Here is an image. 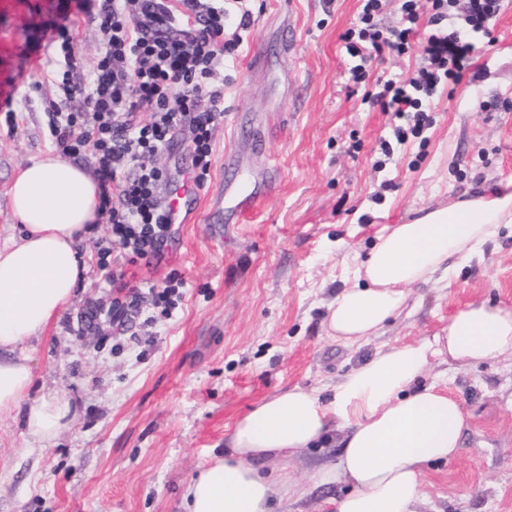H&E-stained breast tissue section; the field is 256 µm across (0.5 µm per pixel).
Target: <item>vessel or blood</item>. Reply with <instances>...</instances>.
<instances>
[{"label": "vessel or blood", "instance_id": "vessel-or-blood-1", "mask_svg": "<svg viewBox=\"0 0 512 512\" xmlns=\"http://www.w3.org/2000/svg\"><path fill=\"white\" fill-rule=\"evenodd\" d=\"M224 168L227 177L220 184L206 219L212 224H237L254 210L277 178L272 172L261 178L252 177L229 152L224 155ZM162 200L165 217L171 224L191 223L200 209L199 191L187 178L167 183Z\"/></svg>", "mask_w": 512, "mask_h": 512}]
</instances>
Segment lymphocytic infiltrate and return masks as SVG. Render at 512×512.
<instances>
[{
    "label": "lymphocytic infiltrate",
    "instance_id": "obj_1",
    "mask_svg": "<svg viewBox=\"0 0 512 512\" xmlns=\"http://www.w3.org/2000/svg\"><path fill=\"white\" fill-rule=\"evenodd\" d=\"M419 0H403L401 25L384 29L378 23L383 0H363L356 27L344 35L355 58L352 72L364 81L373 54L406 53L415 34ZM432 32L427 63L414 76L385 81L369 98L370 105L394 117L398 144L422 137L431 120L428 104L444 83L460 84L470 73L476 45L473 35L486 34L502 0H430ZM78 10L93 13L108 43L91 67L77 55L68 23L57 24L58 87L66 101L81 100L79 109L48 113L47 126L56 149L75 160L92 163L101 212L110 224L99 245L98 267L112 284L108 310L92 308L91 319L111 320L118 334L128 330V313L144 297L153 306L174 309L183 281L171 279L148 292L131 287L127 266L158 265L175 240L164 216L161 191L169 175L154 163L180 134H188L191 176L203 185L208 174L217 128L224 117L227 56L238 51L239 37L225 38L228 13H236L240 29L252 20L249 0H79ZM86 69L84 81L73 74Z\"/></svg>",
    "mask_w": 512,
    "mask_h": 512
}]
</instances>
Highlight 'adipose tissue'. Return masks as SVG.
<instances>
[{
	"label": "adipose tissue",
	"instance_id": "ef3b65f1",
	"mask_svg": "<svg viewBox=\"0 0 512 512\" xmlns=\"http://www.w3.org/2000/svg\"><path fill=\"white\" fill-rule=\"evenodd\" d=\"M9 196L22 236L0 243V411L28 405V434L48 445L72 407L63 397L30 401L33 374L20 347L75 294L85 269L78 244L99 217L98 188L82 167L50 152L19 169ZM511 223L512 190L504 188L387 229L331 302L330 336L348 345L369 340L403 312L410 288L456 274V261ZM507 353L512 309L473 302L434 336L375 352L330 398L300 387L269 396L232 424L223 453L191 479L185 512H270L278 493L303 495L287 472L264 473L257 464L325 443L334 423L343 432L339 459L315 478L350 484L336 512H417L426 465L454 458L465 426L459 401L425 382L428 369L445 359L477 363Z\"/></svg>",
	"mask_w": 512,
	"mask_h": 512
}]
</instances>
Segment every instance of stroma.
<instances>
[{
    "label": "stroma",
    "instance_id": "35a3bbf8",
    "mask_svg": "<svg viewBox=\"0 0 512 512\" xmlns=\"http://www.w3.org/2000/svg\"><path fill=\"white\" fill-rule=\"evenodd\" d=\"M250 8L253 23L224 61V118L201 204H210L228 148L251 175L277 169L276 186L243 223L177 225L168 262L128 267L131 284L176 277L185 295L169 315L149 304L132 313L129 336L86 329V304L111 298L96 248L109 226L94 224L81 243L86 273L75 297L22 346L31 399L62 396L76 414L43 447L27 434L25 408L0 412V512H183L187 484L249 407L294 386L330 393L375 351L433 335L465 304L512 308L510 224L451 282L412 288L408 309L370 341L344 345L325 325L329 304L385 227L512 180V0L489 24L493 41L479 53L476 80L439 91L424 140L389 157L381 150L389 118L363 95L377 80L414 73L429 27L419 25L407 54L376 57L357 84L341 36L357 22L360 0H292L286 14L278 0ZM66 14L77 18L72 37L84 63L106 52L76 0H0V71L17 75L8 84L14 114L0 112V242L20 236L8 194L14 176L52 148L46 114L60 96L49 40ZM287 27L297 43L288 64L277 56ZM259 51L270 58L262 70ZM235 119L245 130L231 140ZM257 128L269 134L260 151ZM429 373L442 377L467 423L459 454L424 474L429 512H512V354L437 362ZM337 459L331 443L266 461L312 488L300 500L275 499V512H336L348 484L320 486L314 474Z\"/></svg>",
    "mask_w": 512,
    "mask_h": 512
}]
</instances>
